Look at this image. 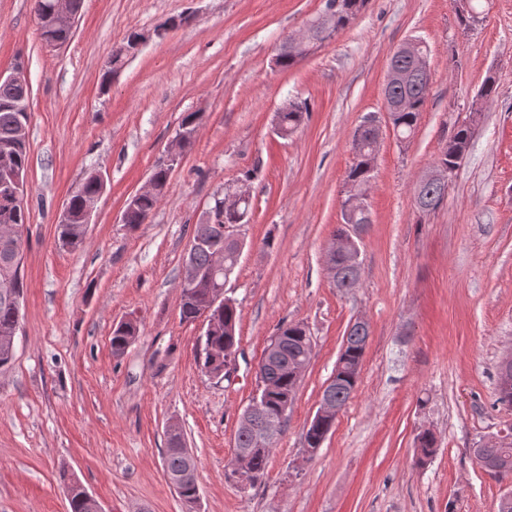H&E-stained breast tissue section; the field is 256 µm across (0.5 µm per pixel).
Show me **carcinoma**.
<instances>
[{"mask_svg":"<svg viewBox=\"0 0 512 512\" xmlns=\"http://www.w3.org/2000/svg\"><path fill=\"white\" fill-rule=\"evenodd\" d=\"M367 0H341V7L321 21H311L308 28L309 39L313 44L321 45L348 25V13H360ZM42 41L58 45L66 44L71 33L51 24L38 27ZM305 57L302 51H293L290 45L282 46L278 53V65L283 69L294 67ZM390 65L404 71L408 79L398 85L385 88L386 101H397L401 107L391 111V121L396 135L409 138L415 131L418 115L423 111L428 88L430 71L420 69L407 57L394 56ZM26 90L9 84L0 83V226L16 225L24 228L27 224L26 201H19L10 192L9 178L16 171L24 172L29 163V143L27 125L29 113L21 107ZM309 112L306 103L289 101L277 112L279 135L292 134L303 122ZM473 122L463 121L456 125L448 142L434 160V166L455 172L462 162L461 155L469 153L472 147ZM350 148L353 163L346 175V184L357 189L368 188L375 168L376 156L373 153L370 136H352ZM153 175L160 187V195L146 196L136 205H129L123 213V223L132 229L145 223L155 210L161 196L165 195L170 181L168 171L156 167ZM448 183L429 185L423 190L428 205L420 208L423 213L437 210L444 201ZM99 184L91 177H85L68 200L70 219L66 224L56 226L58 241L72 250L85 244L84 224L82 221L84 204L97 194ZM250 203L245 201L237 210H224V219L210 224L195 225L194 237H201L207 246L188 255L187 262L196 269L201 281L212 287H224L231 279L239 258L233 255L232 246L227 242L230 228L245 223ZM24 249V242L11 243L0 239V373L10 369L15 358V349L10 346V336L14 324L20 320V304L24 294L21 271L17 268L15 256ZM336 278L339 288L350 289L360 282L361 271L354 269L344 261L335 260ZM215 322V327L200 337L198 364L208 375L224 371L228 356L238 351L239 339L237 327L240 320L235 302L227 298L224 304H213L207 288H193L182 294L180 318L185 322H194L203 315ZM140 328L134 321L117 323L112 329L111 348L116 357L123 355L130 344L139 336ZM279 350L277 356L261 369L263 381V409L256 416L260 420L275 414L281 406L294 401L301 372L308 367L314 350L312 336L306 326L300 322H290L280 326L275 333ZM368 334L357 329L349 330L344 341V351L339 359L345 362L344 369L337 376L334 400L344 406L355 392L367 345ZM251 433L239 425L235 437V447L250 449V465L255 481L262 480L267 471L270 452L264 448L251 447ZM169 445L164 456L165 473L179 476L196 466L193 456L182 447L181 429L174 430L168 439ZM416 463L427 464L436 452V438L430 431L418 434ZM477 463L486 472L497 478L512 476V436L506 435L491 440L480 447L475 455ZM59 478L68 485V512H95L94 505L83 490L74 483L67 473Z\"/></svg>","mask_w":512,"mask_h":512,"instance_id":"obj_1","label":"carcinoma"}]
</instances>
